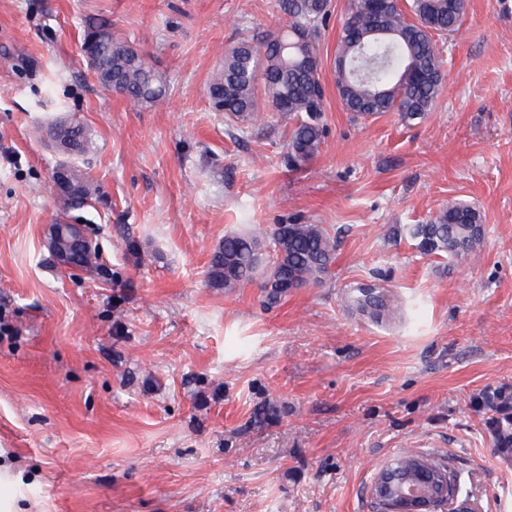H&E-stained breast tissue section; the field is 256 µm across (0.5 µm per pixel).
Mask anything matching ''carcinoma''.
<instances>
[{
	"mask_svg": "<svg viewBox=\"0 0 512 512\" xmlns=\"http://www.w3.org/2000/svg\"><path fill=\"white\" fill-rule=\"evenodd\" d=\"M291 18L288 30L270 32L255 43L242 40L225 52L212 76L208 98L215 112L248 121L259 109L288 115V168L310 162L324 142V77L320 52L321 26L331 0H279ZM467 0H349L348 16L336 47L334 78L343 107L362 118L397 112L405 122L423 118L442 89V50L437 37L461 25ZM84 56L96 61L94 75L105 89L138 105L152 104L169 91L168 78L147 56L115 37L109 24L91 22L84 30ZM69 156L83 155L88 132L76 124ZM82 196L61 201L65 212L82 209L96 199L97 185L70 163ZM484 233L480 211L467 203L450 202L427 224H414L408 234L425 256L455 261L468 258ZM334 240L318 224H277L268 240L250 233L224 236L214 248L206 272L212 288L226 292L259 283L263 301L272 306L294 288L316 284L335 261ZM351 305L378 321L399 308L396 297L377 284L354 289Z\"/></svg>",
	"mask_w": 512,
	"mask_h": 512,
	"instance_id": "cac0c4a2",
	"label": "carcinoma"
}]
</instances>
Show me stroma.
I'll use <instances>...</instances> for the list:
<instances>
[{"instance_id":"stroma-1","label":"stroma","mask_w":512,"mask_h":512,"mask_svg":"<svg viewBox=\"0 0 512 512\" xmlns=\"http://www.w3.org/2000/svg\"><path fill=\"white\" fill-rule=\"evenodd\" d=\"M166 74L137 106L81 53L89 19ZM278 0H0V500L12 512H374L378 469L421 453L475 512H512V456L477 396L512 390V0H468L423 119H363L326 86L327 134L297 171L282 113L211 111L225 51L286 28ZM89 129L99 187L72 212L96 271H66L47 226L61 154L41 128ZM451 201L484 240L464 261L407 229ZM318 224L336 242L319 285L264 305L211 288L224 236ZM403 303L382 323L351 287ZM273 406L260 423L256 407Z\"/></svg>"}]
</instances>
